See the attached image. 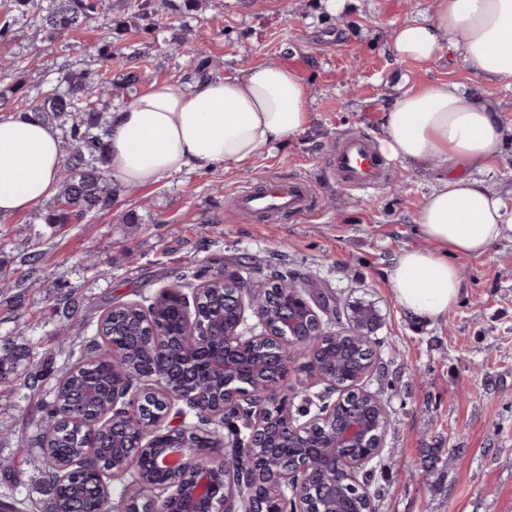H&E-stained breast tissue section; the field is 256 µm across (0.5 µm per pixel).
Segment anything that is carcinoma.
I'll return each mask as SVG.
<instances>
[{
  "label": "carcinoma",
  "mask_w": 512,
  "mask_h": 512,
  "mask_svg": "<svg viewBox=\"0 0 512 512\" xmlns=\"http://www.w3.org/2000/svg\"><path fill=\"white\" fill-rule=\"evenodd\" d=\"M133 17L143 30L153 33L159 28L164 4L156 0H129ZM103 0H11V12L54 39L83 29L102 13ZM137 53L126 54L110 40L97 50L101 69H76L68 61L59 66L60 83L34 96L23 87L10 85L0 90V107L8 103L24 113L61 131L63 164L59 192L46 206L42 216L46 224H87L100 212L112 208L113 188L107 179L105 139L109 135L106 112L97 100L112 94V88L134 92L142 76L135 70L122 73L121 82H112V62L128 63ZM69 309L66 320L49 332L48 347L42 341L21 337V343L0 348V380L11 383L14 391L27 397L41 394L30 402L36 417L34 447L42 450V465L49 499L45 502L23 493L22 472L12 463L0 461V512H112V495L98 488V464L83 457V446L91 431L78 426L68 417L112 408V353L138 368L146 376L159 363H179L183 353L176 342L180 318L168 309L159 313L160 327L171 336L174 345L164 354L156 353L148 337L139 335L142 307L121 305L107 308L103 322L106 338L95 333L77 341L70 335L76 320V298L72 288L60 287L51 309ZM198 308L211 318L220 315L219 296L202 295ZM53 354L63 357V364L51 384L35 372L40 363ZM93 386L99 393L95 402L83 400V391ZM202 436L196 442L210 454L224 447V425L203 419ZM122 485L124 512H145L146 498L131 493L132 476L119 474L109 483Z\"/></svg>",
  "instance_id": "carcinoma-1"
}]
</instances>
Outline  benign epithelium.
Here are the masks:
<instances>
[{
    "instance_id": "benign-epithelium-1",
    "label": "benign epithelium",
    "mask_w": 512,
    "mask_h": 512,
    "mask_svg": "<svg viewBox=\"0 0 512 512\" xmlns=\"http://www.w3.org/2000/svg\"><path fill=\"white\" fill-rule=\"evenodd\" d=\"M213 279L224 283V316L210 321L196 308L186 310L181 340L187 349L206 353L214 337L223 339L205 368L222 383L214 416L247 398H263L242 424L249 431L244 449L250 478L234 486L230 453L216 469L190 443L197 427L188 416L175 414L182 400L173 389L179 371L169 365L154 369L146 380V393L159 401L161 412L146 420L139 447L112 449V470L133 474L136 484L152 492L147 512H267V505L290 493L296 512H340L338 471L360 496L361 512H373L367 466L382 458L389 407L364 389L363 381L377 369L371 335L381 322L379 311L373 310L372 321L353 318L349 329L335 331L325 326L327 310L314 298L286 300L283 289L266 283L260 287L227 268ZM248 310L258 320L251 327L245 326ZM143 324L153 348L165 351L167 334L149 315ZM325 336L348 338L362 359L338 385L336 398L309 402L294 412L281 396L288 387L293 349H301L311 376L326 385L336 374V359L318 352L317 343Z\"/></svg>"
}]
</instances>
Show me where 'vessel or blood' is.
<instances>
[{
  "mask_svg": "<svg viewBox=\"0 0 512 512\" xmlns=\"http://www.w3.org/2000/svg\"><path fill=\"white\" fill-rule=\"evenodd\" d=\"M331 165L339 181L352 190L376 189L385 178L376 147L359 136L346 137L337 145ZM309 198L310 189L302 182L272 181L260 191H238L235 200L240 213H259L272 220L286 212H303Z\"/></svg>",
  "mask_w": 512,
  "mask_h": 512,
  "instance_id": "vessel-or-blood-1",
  "label": "vessel or blood"
}]
</instances>
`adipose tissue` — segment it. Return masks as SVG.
I'll return each mask as SVG.
<instances>
[{"mask_svg":"<svg viewBox=\"0 0 512 512\" xmlns=\"http://www.w3.org/2000/svg\"><path fill=\"white\" fill-rule=\"evenodd\" d=\"M457 54L478 78L512 85V0H432L423 19L402 24L393 60ZM304 82L271 61L233 77L164 81L112 113L108 168L120 183L147 186L186 170H231L309 126ZM393 160H436L440 173L414 221L426 247L402 251L388 281L406 316L434 322L456 304L460 257H481L512 240V192H492L472 170L498 163L507 139L493 105L454 82L404 92L381 116ZM56 131L20 112L0 114V214L40 208L59 186Z\"/></svg>","mask_w":512,"mask_h":512,"instance_id":"1","label":"adipose tissue"}]
</instances>
